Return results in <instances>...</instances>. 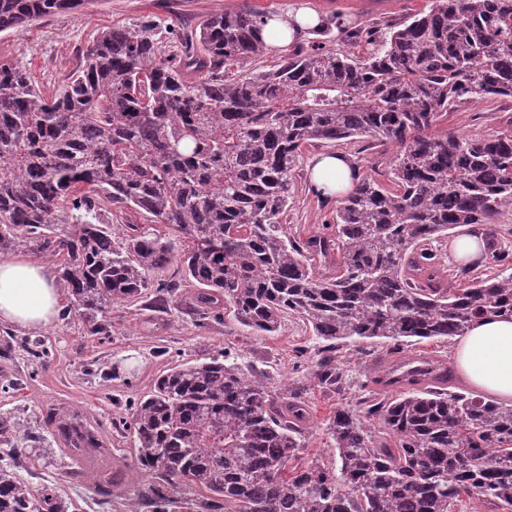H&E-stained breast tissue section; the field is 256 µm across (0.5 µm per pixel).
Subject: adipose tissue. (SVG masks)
<instances>
[{"label":"adipose tissue","mask_w":512,"mask_h":512,"mask_svg":"<svg viewBox=\"0 0 512 512\" xmlns=\"http://www.w3.org/2000/svg\"><path fill=\"white\" fill-rule=\"evenodd\" d=\"M303 29L319 23L312 9L298 8L294 15H278L261 28V38L271 52L292 42L290 21ZM354 164L349 155L336 152L317 156L310 181L315 191L328 196L353 187ZM62 307L57 281L51 268L24 255L0 254V325L37 334L56 324ZM455 364L469 382L482 392L512 402V318L489 316L475 321L458 337Z\"/></svg>","instance_id":"adipose-tissue-1"}]
</instances>
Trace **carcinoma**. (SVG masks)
Returning a JSON list of instances; mask_svg holds the SVG:
<instances>
[{
	"label": "carcinoma",
	"instance_id": "obj_1",
	"mask_svg": "<svg viewBox=\"0 0 512 512\" xmlns=\"http://www.w3.org/2000/svg\"><path fill=\"white\" fill-rule=\"evenodd\" d=\"M90 0H0V32ZM263 17L211 15L164 56L149 29H112L82 52L62 93L43 96L27 70L0 63V252L59 260V284L90 336L105 314L177 282L155 278L172 260L197 287L203 320L233 313L274 333L288 315L323 343L311 377L341 386L336 350L364 355L453 338L476 320L512 316V266L497 230L512 208V129L486 137L442 127L466 102L512 98V0H431L362 55L296 48L268 69ZM395 147L387 182L363 176L336 209L335 231L304 240L283 224L295 167L314 142ZM167 231L124 225L100 203ZM482 226L489 274L456 270L431 248L448 231ZM327 424L336 461H302L299 404L275 405L265 383L228 355L180 363L131 404L122 428L154 478L152 512L167 490H199L189 512H512V405L438 379H411ZM71 454L107 455L76 413L53 420ZM19 430L0 418V445ZM26 455L0 464V512H72L56 487L19 477Z\"/></svg>",
	"mask_w": 512,
	"mask_h": 512
}]
</instances>
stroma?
Returning <instances> with one entry per match:
<instances>
[{"mask_svg": "<svg viewBox=\"0 0 512 512\" xmlns=\"http://www.w3.org/2000/svg\"><path fill=\"white\" fill-rule=\"evenodd\" d=\"M307 3L325 25L314 36L300 37L308 46L319 44L335 51L350 44L351 32L377 39L388 26H396L426 8L429 0H96L82 10L55 13L30 25L0 33V62L26 67L37 88L47 96L62 92L64 78L78 64V52L101 32L149 26L163 54H172L183 31L198 29L209 15L224 11H254L262 15L285 13L289 6ZM512 128V99L491 103H465L448 117V129L470 136H483ZM324 143L306 146L297 162L294 199L288 209V235L304 238L328 235L336 221V200L323 201L310 189L307 167L310 159L327 152ZM109 335H84L74 312L63 310L58 323L39 333L49 352L39 363H30L21 351V333L0 327V375L14 374L9 389L0 388V414L14 415L28 436V452L37 456L20 472L35 487L53 485L72 500L75 512H128L127 500L112 499L100 510L99 495L81 465L52 435L47 420L49 408L67 406L92 424L109 431L112 454L125 467L128 492L147 487L140 473L127 433L113 431V422L129 417L133 401L146 395L155 377L176 363L204 360L230 351L242 368L264 380L272 395L281 398L297 392L309 409L304 424V459H334L336 445L326 431L336 409L357 408L361 397L381 392L376 361H399L414 354L432 356L452 368L447 390L466 387L455 371V344L423 340L393 353L392 343H373L367 356L345 354L347 379L341 390H331L310 381L318 357V342L299 319L284 320L272 335H256L237 323L232 313L220 322L202 324L190 311V291L166 308L154 307L152 296L113 309Z\"/></svg>", "mask_w": 512, "mask_h": 512, "instance_id": "stroma-1", "label": "stroma"}]
</instances>
